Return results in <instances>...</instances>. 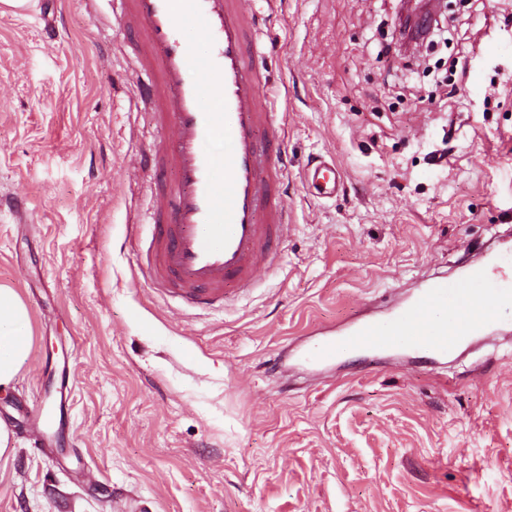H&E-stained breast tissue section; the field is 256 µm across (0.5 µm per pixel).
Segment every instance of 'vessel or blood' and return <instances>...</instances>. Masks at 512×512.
Returning a JSON list of instances; mask_svg holds the SVG:
<instances>
[{
    "mask_svg": "<svg viewBox=\"0 0 512 512\" xmlns=\"http://www.w3.org/2000/svg\"><path fill=\"white\" fill-rule=\"evenodd\" d=\"M110 2L118 28L136 36V86L146 117L175 131L153 158L154 170L172 178L156 184L151 196L150 258L142 276L190 306L228 304L274 266L288 235L283 115L270 102L258 63V17L243 9V0ZM186 27L207 43L205 56L183 38ZM218 137L223 154L206 151ZM305 177L332 187L340 173L323 161ZM497 267L492 260L461 279L433 278L416 301L387 319L322 339L305 358L329 363L364 346L447 357L490 327V318L476 325L461 311Z\"/></svg>",
    "mask_w": 512,
    "mask_h": 512,
    "instance_id": "vessel-or-blood-1",
    "label": "vessel or blood"
}]
</instances>
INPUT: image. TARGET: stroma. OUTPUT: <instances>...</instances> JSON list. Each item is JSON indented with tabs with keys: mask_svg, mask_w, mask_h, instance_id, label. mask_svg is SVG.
I'll return each instance as SVG.
<instances>
[{
	"mask_svg": "<svg viewBox=\"0 0 512 512\" xmlns=\"http://www.w3.org/2000/svg\"><path fill=\"white\" fill-rule=\"evenodd\" d=\"M427 59L387 49L393 0H246L284 114L290 224L276 265L222 310L139 273L170 130L136 107L108 0L0 9V283L33 348L0 419V512H512V312L445 361L405 350L314 366L438 276L512 250V0H447ZM341 172L335 193L304 175Z\"/></svg>",
	"mask_w": 512,
	"mask_h": 512,
	"instance_id": "35a3bbf8",
	"label": "stroma"
}]
</instances>
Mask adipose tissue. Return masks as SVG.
<instances>
[{"label": "adipose tissue", "instance_id": "1", "mask_svg": "<svg viewBox=\"0 0 512 512\" xmlns=\"http://www.w3.org/2000/svg\"><path fill=\"white\" fill-rule=\"evenodd\" d=\"M31 352L29 308L15 289L0 285V391L14 388Z\"/></svg>", "mask_w": 512, "mask_h": 512}]
</instances>
